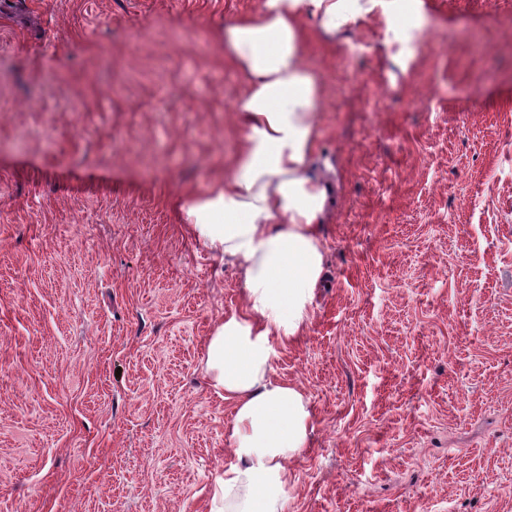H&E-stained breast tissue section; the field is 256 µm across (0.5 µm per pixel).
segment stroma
<instances>
[{"label":"stroma","instance_id":"stroma-1","mask_svg":"<svg viewBox=\"0 0 512 512\" xmlns=\"http://www.w3.org/2000/svg\"><path fill=\"white\" fill-rule=\"evenodd\" d=\"M261 0L0 7V512H210L206 342L239 270L180 223L223 179ZM307 29L323 280L273 379L309 400L285 512H512V0Z\"/></svg>","mask_w":512,"mask_h":512}]
</instances>
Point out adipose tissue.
Masks as SVG:
<instances>
[{
  "instance_id": "adipose-tissue-1",
  "label": "adipose tissue",
  "mask_w": 512,
  "mask_h": 512,
  "mask_svg": "<svg viewBox=\"0 0 512 512\" xmlns=\"http://www.w3.org/2000/svg\"><path fill=\"white\" fill-rule=\"evenodd\" d=\"M398 0H261L220 34L245 90L235 110L241 149L222 182L183 200L182 223L243 273L244 311L226 314L206 345L213 388L233 412L236 461L215 481L210 512H284L288 458L308 445L303 392L272 379L276 345L310 319L323 271L317 224L326 202L309 173L321 89L304 62L305 21L351 27Z\"/></svg>"
}]
</instances>
